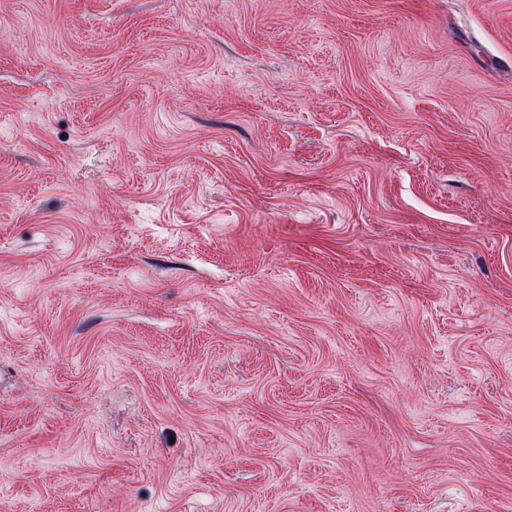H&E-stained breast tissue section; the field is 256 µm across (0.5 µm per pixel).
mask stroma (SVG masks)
Wrapping results in <instances>:
<instances>
[{
    "label": "stroma",
    "mask_w": 512,
    "mask_h": 512,
    "mask_svg": "<svg viewBox=\"0 0 512 512\" xmlns=\"http://www.w3.org/2000/svg\"><path fill=\"white\" fill-rule=\"evenodd\" d=\"M0 512H512V0H0Z\"/></svg>",
    "instance_id": "35a3bbf8"
}]
</instances>
